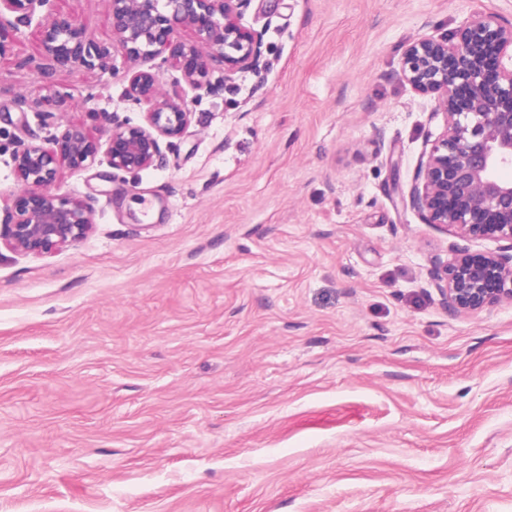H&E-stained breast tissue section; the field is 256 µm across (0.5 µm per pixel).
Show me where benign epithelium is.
<instances>
[{"label":"benign epithelium","mask_w":512,"mask_h":512,"mask_svg":"<svg viewBox=\"0 0 512 512\" xmlns=\"http://www.w3.org/2000/svg\"><path fill=\"white\" fill-rule=\"evenodd\" d=\"M54 0H0V55L18 26L36 25L41 48L59 68L84 66L115 71V53L137 64L128 100L148 106L146 123L110 116L107 162L138 173L158 165L162 145L180 137L191 112L179 91L162 96L165 71L180 73L194 91L224 88L234 76L266 66L264 32L243 25L251 0H111L118 45L94 42ZM14 16L9 20L6 15ZM189 26L194 39L176 36ZM222 75L213 77L214 65ZM403 80L419 93L436 95L444 130L414 176L409 199L431 224L458 229L475 239L506 242L512 250V26L474 12L452 40L424 37L401 58ZM66 95L46 89L38 104L44 119L61 111ZM100 143L81 124H67L49 143L30 142L13 154L26 188L6 202L0 242L34 254H52L84 239L92 228L89 204L53 192L58 163L87 168ZM434 284L460 311L512 300V253L459 254L442 265Z\"/></svg>","instance_id":"1"}]
</instances>
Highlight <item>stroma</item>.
Wrapping results in <instances>:
<instances>
[{
  "label": "stroma",
  "instance_id": "stroma-1",
  "mask_svg": "<svg viewBox=\"0 0 512 512\" xmlns=\"http://www.w3.org/2000/svg\"><path fill=\"white\" fill-rule=\"evenodd\" d=\"M54 7L113 42L110 0ZM477 10L512 25V0H252L266 66L187 95L158 166L59 164L90 234L0 247V512H512V301L457 311L431 280L507 245L410 206L444 119L400 76ZM126 68L56 67L21 27L0 196L22 144L144 123Z\"/></svg>",
  "mask_w": 512,
  "mask_h": 512
}]
</instances>
